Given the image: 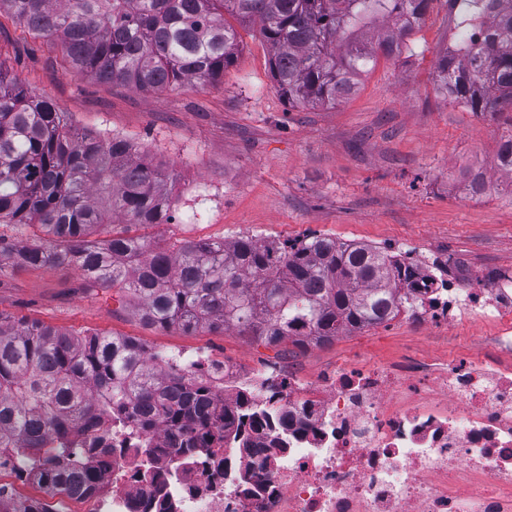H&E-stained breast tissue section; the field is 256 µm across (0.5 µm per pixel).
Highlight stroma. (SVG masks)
<instances>
[{
    "mask_svg": "<svg viewBox=\"0 0 512 512\" xmlns=\"http://www.w3.org/2000/svg\"><path fill=\"white\" fill-rule=\"evenodd\" d=\"M238 33L236 60L219 79L146 93L68 75L59 47L2 14L0 69L47 96L72 126L125 139L134 156L174 175L173 202L193 200L205 218L140 228L151 242L327 235L479 270L512 269V195L459 189L478 171L497 180L494 161L512 135V111L474 112L437 91L448 39L463 35L448 0H432L399 54L379 56L351 95L323 106H294L281 95L258 22ZM0 311L75 334L130 336L153 352L286 365L305 380L409 355L473 357L497 334L480 317L426 329L397 318L305 349L232 333L185 334L146 325L126 291L95 285L76 267L10 261L0 263Z\"/></svg>",
    "mask_w": 512,
    "mask_h": 512,
    "instance_id": "1",
    "label": "stroma"
}]
</instances>
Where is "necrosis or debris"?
Instances as JSON below:
<instances>
[{"label":"necrosis or debris","mask_w":512,"mask_h":512,"mask_svg":"<svg viewBox=\"0 0 512 512\" xmlns=\"http://www.w3.org/2000/svg\"><path fill=\"white\" fill-rule=\"evenodd\" d=\"M458 17L467 38L449 40L456 55L490 33L479 0ZM424 278L430 287L409 319L434 327L491 319L494 350L512 353V272L460 264ZM173 360L209 379L226 404L243 381L259 386V400L274 399L264 451L240 459L255 482L239 483L204 457L169 461L162 450L174 433L146 442L116 428L109 456L90 459L102 484L89 512H140L157 492L137 479L148 469L165 470L159 492L170 512H512V364L502 358L344 366L312 381L281 366L214 368L199 353Z\"/></svg>","instance_id":"necrosis-or-debris-1"}]
</instances>
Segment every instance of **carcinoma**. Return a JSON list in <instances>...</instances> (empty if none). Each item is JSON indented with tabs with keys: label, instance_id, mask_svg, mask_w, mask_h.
<instances>
[{
	"label": "carcinoma",
	"instance_id": "1",
	"mask_svg": "<svg viewBox=\"0 0 512 512\" xmlns=\"http://www.w3.org/2000/svg\"><path fill=\"white\" fill-rule=\"evenodd\" d=\"M430 0H0L30 31L61 44L68 72L156 92L224 74L240 22L259 21L272 77L288 102L326 105L351 94L378 53L399 50L408 13ZM501 18L485 49L445 58L436 86L476 112L512 107V0H489ZM496 168L512 175V135ZM170 175L131 158V146L67 123L43 95L0 71V224L39 226L47 238L8 246L0 262L74 265L93 283L120 287L142 319L184 333L200 329L303 348L380 325L412 308L417 268L367 244L313 236L295 242L183 240L151 247L127 231L92 240L102 225L170 223ZM470 175L461 192H497ZM156 359L138 340L73 335L0 311V451L26 460L53 497L90 493L101 474L71 437L112 423L178 435L170 455L191 459L257 449L269 414L240 397L216 408L207 382Z\"/></svg>",
	"mask_w": 512,
	"mask_h": 512
}]
</instances>
